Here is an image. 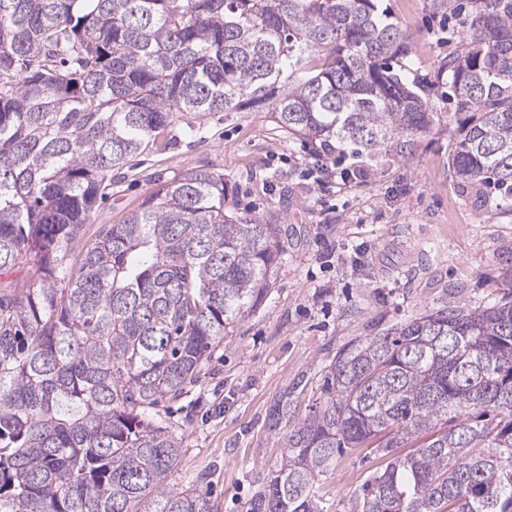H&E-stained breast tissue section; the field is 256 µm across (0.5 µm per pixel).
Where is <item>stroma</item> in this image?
<instances>
[{"instance_id": "1", "label": "stroma", "mask_w": 512, "mask_h": 512, "mask_svg": "<svg viewBox=\"0 0 512 512\" xmlns=\"http://www.w3.org/2000/svg\"><path fill=\"white\" fill-rule=\"evenodd\" d=\"M414 36L408 78L432 83L431 129L401 156L353 173L340 153L317 158L270 112L179 114L112 173V196L85 227L119 224L155 184L194 170L222 173L238 212L283 225L285 260L260 310L226 336L199 379L157 413L182 440L169 485L206 495L213 512H243L257 475L278 469L290 432L321 396L322 373L350 341L403 323L445 296L482 305L506 292L501 248L512 243V195L461 183L448 157L472 119L433 78L470 31V0H382ZM306 375L292 413L270 431L273 395ZM377 455L338 457L318 484L328 512H350Z\"/></svg>"}]
</instances>
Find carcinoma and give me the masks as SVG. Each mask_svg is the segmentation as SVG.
Listing matches in <instances>:
<instances>
[{
    "instance_id": "cac0c4a2",
    "label": "carcinoma",
    "mask_w": 512,
    "mask_h": 512,
    "mask_svg": "<svg viewBox=\"0 0 512 512\" xmlns=\"http://www.w3.org/2000/svg\"><path fill=\"white\" fill-rule=\"evenodd\" d=\"M471 3L434 79L477 113L449 165L512 193V0ZM413 40L380 0H0V512H212L166 483L181 442L153 412L260 309L281 225L227 208L208 170L84 225L178 112L266 106L314 151L405 154L434 122L405 76ZM508 287L337 351L246 512H326L315 481L355 448L387 462L352 512H512ZM291 404L270 401L269 429Z\"/></svg>"
}]
</instances>
